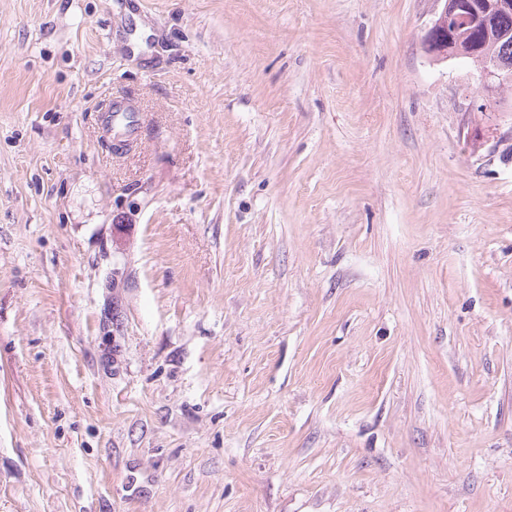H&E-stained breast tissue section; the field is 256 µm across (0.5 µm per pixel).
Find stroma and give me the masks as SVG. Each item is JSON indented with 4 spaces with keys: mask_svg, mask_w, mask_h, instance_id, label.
<instances>
[{
    "mask_svg": "<svg viewBox=\"0 0 512 512\" xmlns=\"http://www.w3.org/2000/svg\"><path fill=\"white\" fill-rule=\"evenodd\" d=\"M433 8L0 0V512H512V112Z\"/></svg>",
    "mask_w": 512,
    "mask_h": 512,
    "instance_id": "35a3bbf8",
    "label": "stroma"
}]
</instances>
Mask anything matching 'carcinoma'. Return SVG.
<instances>
[{
    "mask_svg": "<svg viewBox=\"0 0 512 512\" xmlns=\"http://www.w3.org/2000/svg\"><path fill=\"white\" fill-rule=\"evenodd\" d=\"M481 17L478 24L448 40V57L466 60L481 67L486 56H494L512 66V9L485 10V0H474Z\"/></svg>",
    "mask_w": 512,
    "mask_h": 512,
    "instance_id": "obj_1",
    "label": "carcinoma"
}]
</instances>
